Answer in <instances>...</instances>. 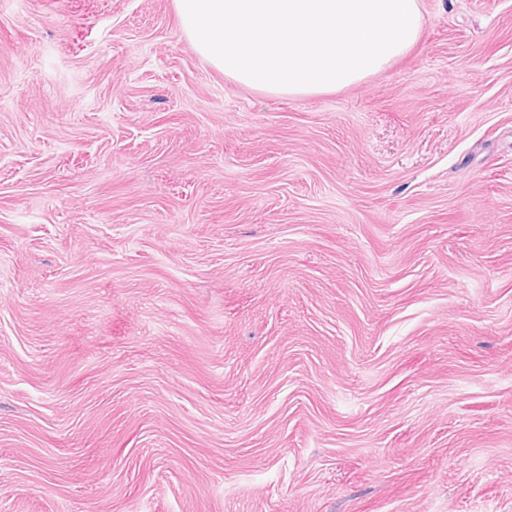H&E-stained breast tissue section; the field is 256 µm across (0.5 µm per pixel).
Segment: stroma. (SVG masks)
<instances>
[{
	"instance_id": "stroma-1",
	"label": "stroma",
	"mask_w": 512,
	"mask_h": 512,
	"mask_svg": "<svg viewBox=\"0 0 512 512\" xmlns=\"http://www.w3.org/2000/svg\"><path fill=\"white\" fill-rule=\"evenodd\" d=\"M356 87L173 0H0V512H512V0Z\"/></svg>"
}]
</instances>
